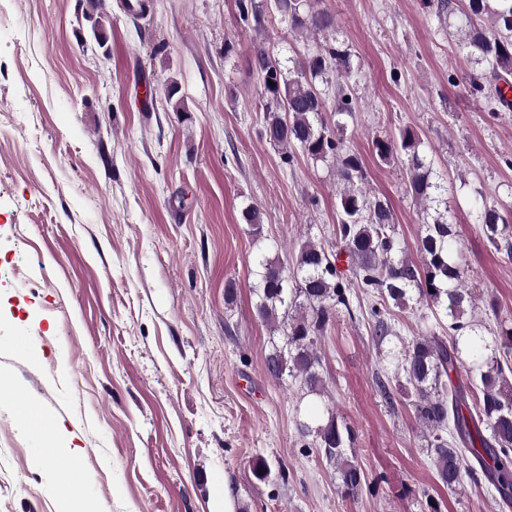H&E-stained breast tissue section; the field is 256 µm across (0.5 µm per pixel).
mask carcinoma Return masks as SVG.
Wrapping results in <instances>:
<instances>
[{
  "instance_id": "cac0c4a2",
  "label": "carcinoma",
  "mask_w": 512,
  "mask_h": 512,
  "mask_svg": "<svg viewBox=\"0 0 512 512\" xmlns=\"http://www.w3.org/2000/svg\"><path fill=\"white\" fill-rule=\"evenodd\" d=\"M99 15L88 17L98 45L105 47V17L100 15L103 0H90ZM274 8L288 19V26L324 34L335 26L334 17L317 8V0H274ZM438 15L458 16L456 36L469 61L479 67L470 77L473 92L484 98L490 111L512 108L504 89H512V0H440ZM239 18L246 27L261 25L262 11L247 0H239ZM262 75L264 96L283 105L288 118L266 107L263 134L267 141L284 150V160L294 163L301 152L313 159L332 158L344 187L337 197L340 220L337 227L340 250L354 268L350 281L337 267L338 257L312 241L304 243L291 264L266 260L259 264L257 315L275 324L281 344L273 345L266 357L269 374L288 376L308 395L325 394V381L317 344L343 311L354 316V289L367 299L365 312L372 339L382 345L397 335L389 304L407 300L426 302L448 318V340L433 330L413 337L393 354L396 369L403 375L398 384L411 403L418 423L429 433L428 448L436 476L442 486L453 491L470 482L490 487L505 503H512V327L498 325L495 345L475 332L467 320L474 297L465 286L467 265L463 253L453 246L456 233L448 222V211L435 210L432 220H424L425 231L418 252L420 263L406 258L404 243L395 232L394 216L388 203L370 199L358 188L364 180L360 156L347 145L346 123L339 117L356 111L349 94L352 78L351 52L333 43L322 45L318 53L284 69L264 52L256 56ZM336 76V101L329 108L326 95L315 87L328 72ZM338 116L330 125L324 115ZM418 134L406 126L398 140L375 139L373 147L383 161L402 159L407 188L414 202L427 211L431 203L443 204L441 185L434 181L431 162L420 153ZM475 219L489 243L506 248L512 258V225L505 209L487 202L475 209ZM470 360L464 362L463 351ZM468 366L467 382H453L450 373ZM481 396L474 397L475 390ZM476 398L475 405L469 399ZM303 447L317 452L336 465L341 490L356 495L366 482L360 465L349 460L346 449L353 447L355 435L336 412L311 424L298 422ZM470 454L474 463L462 465Z\"/></svg>"
}]
</instances>
